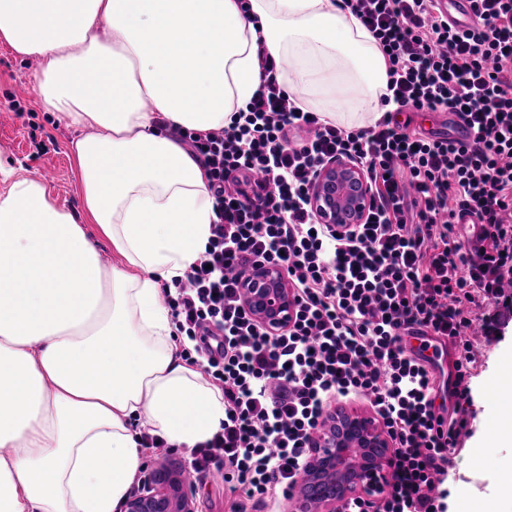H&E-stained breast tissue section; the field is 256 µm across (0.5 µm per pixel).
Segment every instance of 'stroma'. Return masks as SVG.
Wrapping results in <instances>:
<instances>
[{
	"label": "stroma",
	"mask_w": 512,
	"mask_h": 512,
	"mask_svg": "<svg viewBox=\"0 0 512 512\" xmlns=\"http://www.w3.org/2000/svg\"><path fill=\"white\" fill-rule=\"evenodd\" d=\"M36 59L19 57L0 42V160L24 176L40 168L53 178L46 188L61 206L81 207L80 176L70 154L71 141L81 137L79 129L59 121L45 111L34 90ZM27 94H18V86ZM478 363L471 382L473 400L467 408L471 432L454 454V467L448 480V512H457V491L467 487L474 497L483 499L497 493L495 473L512 462V447H489V429L495 405L491 396L493 378L501 365L503 352H512V325L497 330L490 338L474 341ZM482 448L483 461L475 463L473 451Z\"/></svg>",
	"instance_id": "stroma-1"
}]
</instances>
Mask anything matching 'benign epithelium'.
Returning <instances> with one entry per match:
<instances>
[{
	"mask_svg": "<svg viewBox=\"0 0 512 512\" xmlns=\"http://www.w3.org/2000/svg\"><path fill=\"white\" fill-rule=\"evenodd\" d=\"M368 184L361 168L338 160L318 173L310 204L322 224H359L366 213ZM247 305L252 314L271 328L288 323L292 301L278 269L259 267L246 276ZM361 449L354 467L350 449ZM310 481L296 495L297 512H341L355 494L373 497L389 484L395 460L388 437L373 418L353 411L328 415L307 460ZM125 512H194L193 491L184 470L175 463L146 471L141 490L127 498Z\"/></svg>",
	"mask_w": 512,
	"mask_h": 512,
	"instance_id": "benign-epithelium-1",
	"label": "benign epithelium"
}]
</instances>
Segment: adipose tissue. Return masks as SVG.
I'll use <instances>...</instances> for the list:
<instances>
[{
	"label": "adipose tissue",
	"instance_id": "adipose-tissue-1",
	"mask_svg": "<svg viewBox=\"0 0 512 512\" xmlns=\"http://www.w3.org/2000/svg\"><path fill=\"white\" fill-rule=\"evenodd\" d=\"M0 41L38 58L44 109L84 132L80 210L0 162V512H118L136 428L191 449L224 421L161 299L216 219L174 129L227 126L260 85L261 44L299 107L360 129L385 111L386 62L338 0H0Z\"/></svg>",
	"mask_w": 512,
	"mask_h": 512
}]
</instances>
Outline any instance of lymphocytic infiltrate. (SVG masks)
I'll list each match as a JSON object with an SVG mask.
<instances>
[{
  "mask_svg": "<svg viewBox=\"0 0 512 512\" xmlns=\"http://www.w3.org/2000/svg\"><path fill=\"white\" fill-rule=\"evenodd\" d=\"M469 32L453 30L435 0H342L386 62L389 109L349 131L297 107L266 47L264 80L229 125L180 132L202 165L217 219L204 253L163 300L192 364L224 395V424L192 449L199 477L213 469L245 503L289 497L332 399H365L396 466L380 501L351 498L341 512H445L453 455L477 353L469 337L483 305L512 279V0H473ZM450 112L466 142L430 137L398 113ZM362 168L365 218L340 233L319 223L308 195L321 166ZM471 214L486 229L477 253L454 231ZM282 270L294 315L270 331L242 290L258 266ZM409 336L455 350L453 407L439 404L431 358Z\"/></svg>",
  "mask_w": 512,
  "mask_h": 512,
  "instance_id": "lymphocytic-infiltrate-1",
  "label": "lymphocytic infiltrate"
}]
</instances>
